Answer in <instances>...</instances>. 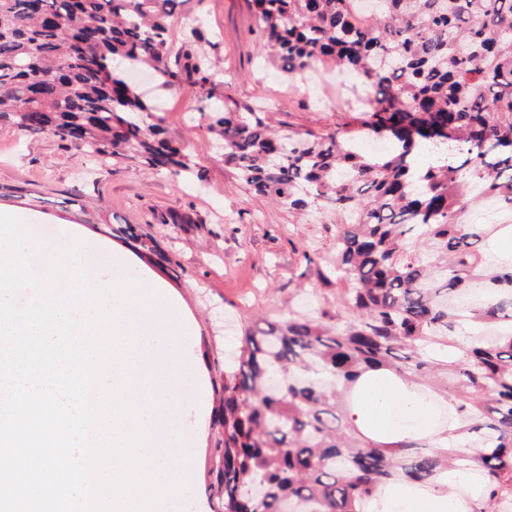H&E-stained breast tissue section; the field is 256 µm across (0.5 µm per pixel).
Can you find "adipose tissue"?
I'll return each instance as SVG.
<instances>
[{"instance_id": "1", "label": "adipose tissue", "mask_w": 512, "mask_h": 512, "mask_svg": "<svg viewBox=\"0 0 512 512\" xmlns=\"http://www.w3.org/2000/svg\"><path fill=\"white\" fill-rule=\"evenodd\" d=\"M358 427L369 437L393 442L433 434L427 406L413 403L404 386L387 377L364 383L356 412ZM458 478L449 474L447 489L422 493L406 486L384 490L383 512H469L468 501L454 493Z\"/></svg>"}]
</instances>
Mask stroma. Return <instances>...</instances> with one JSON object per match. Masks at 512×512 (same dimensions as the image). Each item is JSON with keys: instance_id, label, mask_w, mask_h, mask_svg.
Instances as JSON below:
<instances>
[{"instance_id": "1", "label": "stroma", "mask_w": 512, "mask_h": 512, "mask_svg": "<svg viewBox=\"0 0 512 512\" xmlns=\"http://www.w3.org/2000/svg\"><path fill=\"white\" fill-rule=\"evenodd\" d=\"M195 17L206 21L215 91L226 104L264 99L271 127L289 132L329 133L351 122L352 112L336 102L341 77L331 65L292 81L263 61L247 0H181L170 20L171 52L185 48L186 22ZM125 76L158 99L167 135L192 154L194 175L176 179L136 163L103 166L50 133L0 127V213L42 231L49 247L83 235L86 254L103 277L119 268L152 274L176 292L172 310L185 331L183 357L203 366L193 377L196 396L172 451L174 463L188 473L179 512H222L223 489L212 470L220 367L234 360L245 328L287 315L305 297L319 312L335 315L352 284L321 277L336 255L334 215H304L253 196L236 169L225 165L201 117L204 89L185 78L165 89L160 77L138 70ZM126 225L172 250L177 270L142 261L114 234Z\"/></svg>"}]
</instances>
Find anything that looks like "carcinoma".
<instances>
[{"label": "carcinoma", "instance_id": "1", "mask_svg": "<svg viewBox=\"0 0 512 512\" xmlns=\"http://www.w3.org/2000/svg\"><path fill=\"white\" fill-rule=\"evenodd\" d=\"M263 49L291 76L332 63L371 93L361 126L394 142L362 154L348 133L275 132L261 107L215 96L201 47L170 53L179 0H0V125L48 132L98 163L193 171L162 119L106 63L168 86H210L207 128L250 190L336 215V279L355 291L330 323L305 314L246 329L221 373L213 459L224 512H365L391 484L473 473L472 512L512 503V262L488 263L463 205L512 211V0H249ZM172 264L155 237L118 230ZM490 329L471 342L463 324ZM390 371L453 405L448 446L379 442L355 425L358 381ZM474 442L471 453L459 442Z\"/></svg>", "mask_w": 512, "mask_h": 512}]
</instances>
